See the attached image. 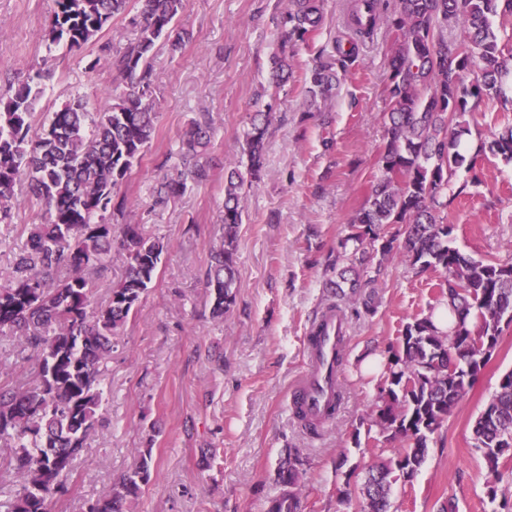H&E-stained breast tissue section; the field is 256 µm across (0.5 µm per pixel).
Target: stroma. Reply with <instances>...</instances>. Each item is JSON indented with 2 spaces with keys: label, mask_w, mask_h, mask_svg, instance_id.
I'll return each mask as SVG.
<instances>
[{
  "label": "stroma",
  "mask_w": 512,
  "mask_h": 512,
  "mask_svg": "<svg viewBox=\"0 0 512 512\" xmlns=\"http://www.w3.org/2000/svg\"><path fill=\"white\" fill-rule=\"evenodd\" d=\"M288 0H189L179 19L191 39L180 52L158 46L154 67L157 130L124 191L123 221L142 225L165 250L159 274L113 340L101 385L100 422L82 448L69 492L52 512H86L151 448L150 481L131 512H266L276 496V468L289 450L303 460L302 512H354L357 487L336 471L340 457L361 465L391 454L372 429L371 411L388 345L406 322L435 306V272L417 274L405 261L385 263L373 289L340 296L326 289L339 241L367 198L386 140L383 93L391 37L380 32L362 64L341 83L331 125L302 118L298 88L280 91L266 140L261 178L247 188L238 229L236 302L211 315L204 286L211 243L224 216V173L243 162V132L266 84L280 34L275 24ZM53 0H0V97L32 70L47 71L38 112L61 109L76 94L118 87L115 62L139 32L137 6L113 18L96 44L49 45ZM209 113L213 134L209 181L158 206L154 192L179 163L188 123ZM462 144L512 123L496 102L466 115ZM333 144L324 147L323 136ZM478 185L443 210L454 246L475 258H512V162L482 159ZM375 313H367L365 301ZM336 305L348 322L344 400L335 422L309 434L287 396L306 367L312 319ZM512 370V329L476 384L428 441L412 481L394 485L393 512H512V464L502 470L508 504L486 495L487 469L471 427ZM349 490L342 500L341 490Z\"/></svg>",
  "instance_id": "1"
}]
</instances>
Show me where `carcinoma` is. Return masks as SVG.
<instances>
[{
    "label": "carcinoma",
    "mask_w": 512,
    "mask_h": 512,
    "mask_svg": "<svg viewBox=\"0 0 512 512\" xmlns=\"http://www.w3.org/2000/svg\"><path fill=\"white\" fill-rule=\"evenodd\" d=\"M140 34L119 57L122 91L112 105L96 94L76 95L47 120L33 123L43 95L42 73L0 99V224L13 222L14 188L25 180L40 207L39 223L23 224L26 237L15 271L0 287V335L18 342L17 355L36 353L39 368L26 387H0V441L10 443L8 467L14 489L6 512H51L49 504L67 492L76 454L99 423L101 375L119 335L144 292L157 276L164 242L145 235L138 224H112L125 208L122 186L140 164L155 133V48L173 53L189 40L177 25L188 0H136ZM47 40L82 48L94 42L130 0H53ZM501 26L512 22V0H351L348 27L353 36L337 40L334 51L318 53L312 66L294 74L288 47L308 46L323 30L324 0H288L276 21L280 49L271 60L270 102L250 116L244 133L247 167L224 176L222 233L211 247L205 288L211 314L224 318L236 301L237 236L243 221L246 187L260 179L269 116L276 91L291 82L307 111L325 112L341 78L356 71L360 48L379 27L394 39L384 95L389 102L387 140L380 152V175L348 224L336 264L356 272L350 288L376 282L385 262L399 257L419 273L445 272L436 284L438 303L407 322L386 350L383 381L374 401L375 425L399 443L386 459L345 472V485L360 486L357 512H390V493L409 482L427 455L431 435L453 415L473 388L484 364L479 350L456 341L458 325L497 348L512 327V261L477 260L451 245L453 225L440 216L477 180L478 157L512 160V126L480 143L467 157L459 137L462 118L489 99L512 112L505 80L512 75V52ZM460 28L463 35L447 37ZM206 121H191L181 136L180 166L164 177L157 201L181 197L190 185L210 179L203 162L211 140ZM470 179L457 185V171ZM399 226L396 231L391 227ZM119 245L124 277L107 301L95 305L89 273L108 270ZM455 360L459 371L448 372ZM472 426L492 479L487 495H499L502 462L512 459V370ZM152 449L139 453L120 482L88 504V512H126L151 475ZM300 456L278 468L280 493L272 512H301L297 488Z\"/></svg>",
    "instance_id": "carcinoma-1"
}]
</instances>
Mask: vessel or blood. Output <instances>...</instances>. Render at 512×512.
Here are the masks:
<instances>
[{"mask_svg": "<svg viewBox=\"0 0 512 512\" xmlns=\"http://www.w3.org/2000/svg\"><path fill=\"white\" fill-rule=\"evenodd\" d=\"M346 329L343 313L328 309L322 312L306 341L307 366L291 392L292 412L320 426L334 419L341 381L336 355L343 348Z\"/></svg>", "mask_w": 512, "mask_h": 512, "instance_id": "b4317fda", "label": "vessel or blood"}]
</instances>
